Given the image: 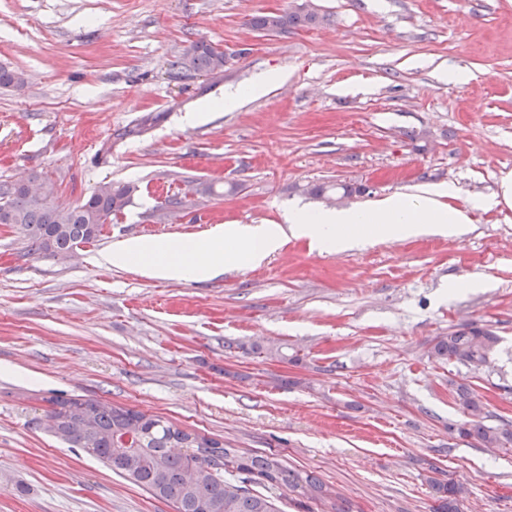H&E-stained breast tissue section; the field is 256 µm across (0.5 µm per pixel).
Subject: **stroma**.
I'll list each match as a JSON object with an SVG mask.
<instances>
[{
	"label": "stroma",
	"mask_w": 512,
	"mask_h": 512,
	"mask_svg": "<svg viewBox=\"0 0 512 512\" xmlns=\"http://www.w3.org/2000/svg\"><path fill=\"white\" fill-rule=\"evenodd\" d=\"M298 10L329 21L249 24ZM201 40L226 52L223 73L172 76ZM0 66L28 81L0 88V183L41 173L63 207L105 182L134 187L69 258L27 253L0 224V512H174L33 428L60 393L277 452L342 512H432L435 480L456 485L460 512H512V448L453 431L463 383L483 395L485 425L512 428V204L492 202L512 174V0H0ZM271 70L287 75L271 92L188 121ZM343 183L366 191L309 193ZM419 187L444 189L470 231L347 251L291 237L207 281L96 261L127 238L281 224L292 208ZM471 324L500 338L490 364L430 357L436 337ZM253 343L300 361L244 354ZM328 16L316 11L268 13L253 16L249 23L256 29L271 33H283L296 27H317L327 23Z\"/></svg>",
	"instance_id": "35a3bbf8"
}]
</instances>
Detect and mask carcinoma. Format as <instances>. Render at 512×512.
<instances>
[{
	"instance_id": "obj_1",
	"label": "carcinoma",
	"mask_w": 512,
	"mask_h": 512,
	"mask_svg": "<svg viewBox=\"0 0 512 512\" xmlns=\"http://www.w3.org/2000/svg\"><path fill=\"white\" fill-rule=\"evenodd\" d=\"M328 16L316 11L255 15L250 25L271 33L296 27H317ZM173 74L189 68L205 74L224 69V52L205 41L194 43L170 64ZM134 186L109 184L97 188L70 207L55 204L54 183L38 199L15 183L0 184V224H15L33 252L62 257L80 243L98 237L104 224L121 211ZM339 192L349 197L361 188L348 184L310 189L316 196ZM499 337L477 326L453 331L435 340L430 355L478 370L497 352ZM456 396L465 420L456 431L486 448L512 446V429L495 428L479 421L484 403L470 385L461 384ZM46 417L55 421V436L100 460L113 473L171 503L175 512H281L271 490L286 487L301 498L330 504L332 493L316 476L284 466L276 453L229 448L223 442L188 432L172 421L116 405L73 395L47 399ZM261 486L256 490L253 485ZM437 501L433 512H458L457 491L446 482L432 481Z\"/></svg>"
}]
</instances>
